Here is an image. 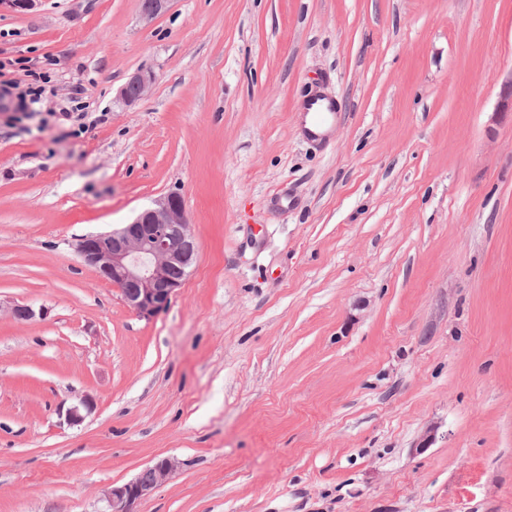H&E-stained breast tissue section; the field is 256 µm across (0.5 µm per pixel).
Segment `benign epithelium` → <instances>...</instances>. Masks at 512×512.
<instances>
[{"label": "benign epithelium", "instance_id": "benign-epithelium-1", "mask_svg": "<svg viewBox=\"0 0 512 512\" xmlns=\"http://www.w3.org/2000/svg\"><path fill=\"white\" fill-rule=\"evenodd\" d=\"M170 0H141L143 18L151 20L167 10ZM155 80L150 70L134 73L128 85L141 100ZM76 253L86 266L117 287L126 304L144 317L162 310L182 286L187 268L198 257V244L182 198L167 194L155 199L121 229L79 239ZM175 463L162 459L143 470L133 481L108 492V512H135L136 504L166 483Z\"/></svg>", "mask_w": 512, "mask_h": 512}]
</instances>
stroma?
I'll use <instances>...</instances> for the list:
<instances>
[{
  "mask_svg": "<svg viewBox=\"0 0 512 512\" xmlns=\"http://www.w3.org/2000/svg\"><path fill=\"white\" fill-rule=\"evenodd\" d=\"M1 59L51 81L0 96V512L162 458L137 512H512V0H39ZM172 192L199 257L145 318L74 246ZM155 80V76L150 70H139L134 73L128 83L127 86H134L137 90V94L134 97L127 96L125 93V87L122 89V98L126 103L132 104L139 100H141L146 92L149 90L151 85ZM301 111L305 118L309 117L311 126L316 130L304 127L308 136L315 140L325 141L328 134H319L317 130L332 127L336 122V115L340 112L336 99L325 93H316L302 101Z\"/></svg>",
  "mask_w": 512,
  "mask_h": 512,
  "instance_id": "35a3bbf8",
  "label": "stroma"
}]
</instances>
